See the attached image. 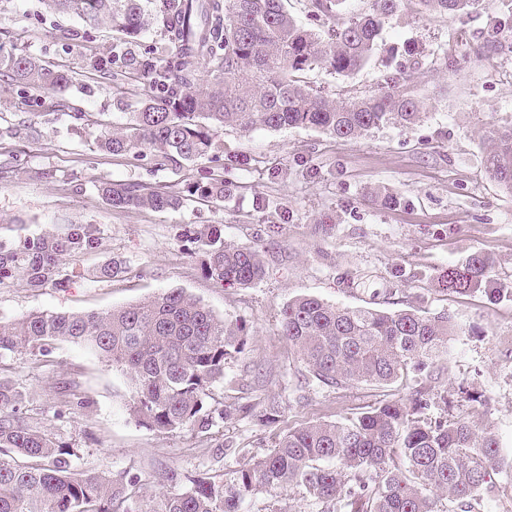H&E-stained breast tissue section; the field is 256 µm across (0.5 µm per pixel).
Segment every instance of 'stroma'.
I'll return each mask as SVG.
<instances>
[{
    "label": "stroma",
    "instance_id": "stroma-1",
    "mask_svg": "<svg viewBox=\"0 0 512 512\" xmlns=\"http://www.w3.org/2000/svg\"><path fill=\"white\" fill-rule=\"evenodd\" d=\"M512 13V0H483L476 12L422 17L406 13L386 23L370 62L349 77L314 71L309 80L329 98L377 92L404 47L419 62L405 76L423 103L420 123L386 126L357 139H334L312 128L217 134L224 180L235 192L223 204L179 211L115 210L98 194L102 182H139L184 189L208 176L209 157L183 166L153 167L100 151L73 130L84 112L108 126L125 123L110 76L91 60L112 53L114 31L76 13L55 14L42 0H0V55L27 54L65 66L74 81L34 98L0 81V241L11 244L65 224H96L101 244L67 259L62 288L34 290L17 277L0 281V320L36 311L100 312L184 290L225 321L244 322V354L224 368L225 379L248 383L253 416L216 420L212 437L160 432L130 411L126 374L81 344L55 342L45 355L13 357L14 380L26 392L28 413L44 419L75 446L79 466L113 478L140 480L147 507L160 505L167 470L208 472L232 479L250 457L264 455L273 436L301 423L341 421L382 399L385 388L362 384L333 390L302 386L300 363L279 332V311L298 296L340 307H373L379 289L396 288L394 309L448 312L459 331L449 342L448 378L489 399L468 408L495 435L504 465H512V298L478 289L449 291V267L471 256L491 263L495 282L512 285V193L491 180L484 157L489 124H512V29L499 49L481 37L487 23ZM268 207H257L259 198ZM199 224H220L225 242L256 245L265 275L250 287L204 278L200 256L182 235ZM117 259L123 273L100 279L93 271ZM402 279H395V272ZM361 279L360 287L349 278ZM76 386L86 403L60 408L48 388ZM283 415L264 417L267 399ZM233 442L238 456L220 452ZM245 512H321L299 487L251 497Z\"/></svg>",
    "mask_w": 512,
    "mask_h": 512
}]
</instances>
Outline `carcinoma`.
I'll return each mask as SVG.
<instances>
[{
  "label": "carcinoma",
  "instance_id": "cac0c4a2",
  "mask_svg": "<svg viewBox=\"0 0 512 512\" xmlns=\"http://www.w3.org/2000/svg\"><path fill=\"white\" fill-rule=\"evenodd\" d=\"M311 17L328 25L322 34L300 24L284 0H160L156 14L142 0H44L54 11L78 12L92 23L107 19L121 37L109 64L115 83L140 79L160 93L139 101L121 127L91 130L84 112L70 115L74 129L92 131L96 147L153 165L217 163L216 134L225 127L254 130L314 127L331 138L355 139L394 124L410 127L422 116L411 87L365 97L329 99L306 80L325 71L349 77L371 59L383 26L404 8L426 15L468 13L480 0H371L367 13H345V0H308ZM167 36L161 57L137 48L151 20ZM508 17L483 31L498 44ZM0 79L35 92L71 82L63 69L32 56L0 59ZM493 148L485 157L489 177L512 193V125L489 127ZM98 194L120 210H179L195 203L218 205L232 190L224 173L184 191L142 183H103ZM202 253L203 276L248 287L262 279L257 246L224 243V225L204 224L185 234ZM95 224H67L7 246L0 244V280L22 276L33 289L67 281L63 259L100 246ZM484 288L511 293L489 276V260L476 256L448 268V289ZM281 334L304 365V383L336 390L359 384L401 386L344 422L316 421L290 427L262 458L245 464L230 482L208 473L188 476L181 491L163 495L157 511L137 508L138 480H112L81 469L73 445L22 409L25 391L2 360L46 352L54 341L83 344L128 376L136 421L161 432L186 427L210 434L215 417L247 416L252 406L208 404L211 388L224 381V365L245 351L247 327L216 317L199 300L173 289L137 304L101 312H33L0 320V512H242L245 500L287 486L302 487L322 512H476L493 488L500 451L481 421L457 413L485 404L463 382L453 394L440 387L448 343L457 329L446 312L338 307L302 296L280 310Z\"/></svg>",
  "mask_w": 512,
  "mask_h": 512
}]
</instances>
